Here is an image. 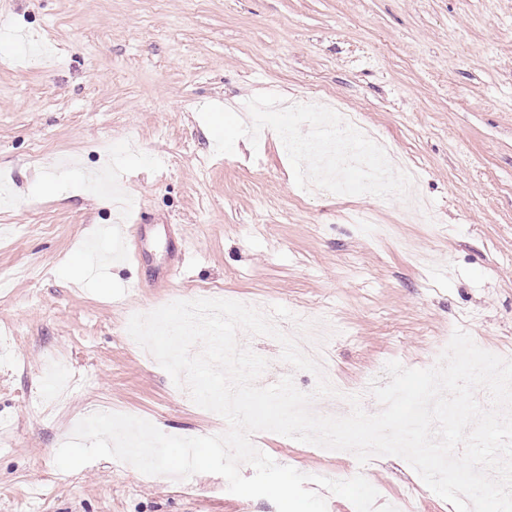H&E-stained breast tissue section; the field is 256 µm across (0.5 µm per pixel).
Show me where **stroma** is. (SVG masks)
<instances>
[{
	"label": "stroma",
	"instance_id": "1",
	"mask_svg": "<svg viewBox=\"0 0 512 512\" xmlns=\"http://www.w3.org/2000/svg\"><path fill=\"white\" fill-rule=\"evenodd\" d=\"M263 92L360 113L424 213L304 194L270 129L215 154L199 108L245 119ZM0 191V512H277L217 474L186 488L55 454L95 412L227 431L125 339L193 286L310 322L350 389L391 360L432 367L458 329L512 359V0H0ZM239 341L314 390L277 342ZM252 441L308 475L363 474L382 505L421 482L397 456Z\"/></svg>",
	"mask_w": 512,
	"mask_h": 512
}]
</instances>
